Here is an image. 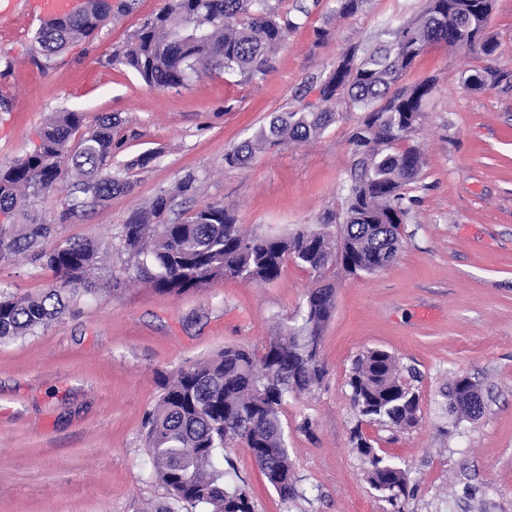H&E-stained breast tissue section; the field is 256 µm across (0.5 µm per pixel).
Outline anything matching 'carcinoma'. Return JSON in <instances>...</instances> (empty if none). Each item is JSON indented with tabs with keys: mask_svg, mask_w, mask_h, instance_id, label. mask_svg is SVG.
Listing matches in <instances>:
<instances>
[{
	"mask_svg": "<svg viewBox=\"0 0 512 512\" xmlns=\"http://www.w3.org/2000/svg\"><path fill=\"white\" fill-rule=\"evenodd\" d=\"M280 0H166L112 64L135 73L151 87L180 89L212 74L261 80L276 50L297 23L281 13ZM493 0H427L417 19L393 29L384 44L359 57L344 52L319 87L318 102L302 112H277L251 138L224 152V164L240 167L268 146L301 144L320 137L336 121V104L363 112L350 135V183L337 235L300 229L286 236L253 234L217 202L171 224L160 218L179 196L192 195L197 179L186 177L173 192L156 196L146 210L121 225V247L135 259L136 273L166 294L180 296L224 279L272 282L284 263L316 273L315 286L285 333L262 350L227 346L204 362L180 369L161 381L162 393L149 413L146 443L167 500L150 512H177L188 504L200 512H254L247 492L229 485L224 452L249 448L267 482L284 501L295 498L298 478L289 461L280 410L288 395L321 382L318 360L323 330L335 309V286L323 273L340 267L348 275L371 274L391 265L402 246L408 215L406 187L420 176L424 160L412 135L421 126L432 80L402 83L428 46L444 44L491 57L496 42L487 29ZM112 16L110 0H85L77 12L43 22L35 47L46 62L70 44L88 37ZM493 74L489 67L463 78L479 90ZM117 118L103 116L95 128L80 112L56 113L46 124L38 148L0 167V213L18 215L25 228L15 234L0 227V258L29 252L51 269L59 285L37 296L0 289V342L22 338L48 325L67 307V295L94 291L91 270L99 258L92 241L67 240L47 246L50 225L28 210L30 199L57 189L75 176V188L106 201L132 187L119 172L105 173L112 160V128ZM417 374L403 371L396 357L373 348L356 357L348 385L357 414L368 422L407 429L420 420V395L411 384ZM445 395L450 407L468 418L474 384L459 375ZM352 443L368 465L373 488L396 502L408 496L407 473L379 455L370 440L355 432Z\"/></svg>",
	"mask_w": 512,
	"mask_h": 512,
	"instance_id": "1",
	"label": "carcinoma"
}]
</instances>
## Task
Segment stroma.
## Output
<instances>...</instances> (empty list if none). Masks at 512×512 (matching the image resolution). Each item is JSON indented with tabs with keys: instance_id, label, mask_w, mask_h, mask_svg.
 Wrapping results in <instances>:
<instances>
[{
	"instance_id": "35a3bbf8",
	"label": "stroma",
	"mask_w": 512,
	"mask_h": 512,
	"mask_svg": "<svg viewBox=\"0 0 512 512\" xmlns=\"http://www.w3.org/2000/svg\"><path fill=\"white\" fill-rule=\"evenodd\" d=\"M165 3L137 0L47 66L35 51L40 20L30 0H0V165L33 152L55 112L83 113L89 128L113 115L120 123L111 168L127 169L132 182L131 191L97 203L67 182L34 204L51 226L49 244L99 245L98 275L112 286L0 344V512H149L165 500L144 444L159 375L227 346L262 348L292 323L313 276L290 261L269 283L227 279L175 298L136 278L120 225L191 175L198 191L177 198L174 218L217 202L261 235L318 228L343 207L360 111L337 104L321 137L270 148L245 168L226 167L224 153L270 113L314 101L343 52L386 40L426 0H363L346 18L334 0H282L297 27L263 80L208 75L185 89L148 86L112 63L113 50ZM488 30L498 44L493 60L433 45L403 78L434 80L435 91L413 136L424 168L406 192L402 251L371 274L326 270L336 308L319 349L325 375L290 395L280 413L298 496L282 501L248 448L227 451L232 483L255 512H512V0H494ZM487 66L492 81L466 89L464 74ZM146 151L156 160L130 168ZM56 283L30 254L0 258V289L37 295ZM370 348L416 371V427L396 432L360 420L347 381L355 357ZM458 375L482 397L477 418L446 407L442 393ZM357 428L407 471L403 509L370 486L351 442Z\"/></svg>"
}]
</instances>
